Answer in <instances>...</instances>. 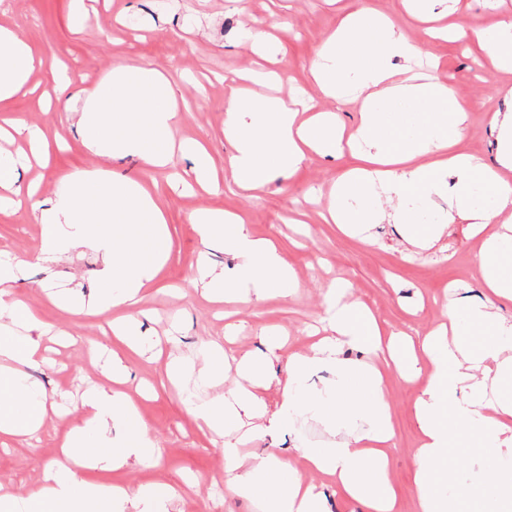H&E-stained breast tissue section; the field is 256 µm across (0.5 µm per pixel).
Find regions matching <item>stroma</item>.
<instances>
[{"label": "stroma", "instance_id": "35a3bbf8", "mask_svg": "<svg viewBox=\"0 0 512 512\" xmlns=\"http://www.w3.org/2000/svg\"><path fill=\"white\" fill-rule=\"evenodd\" d=\"M358 9L389 16L424 46L427 55L419 62L418 71L428 73L440 67L442 77L457 94L475 103L459 148L494 165L495 141L485 115L501 108L497 88L512 84V71L498 69L471 40L429 38L423 26L405 13L400 0H107L102 9L89 5L80 26L73 22L71 0H0V26L18 31L47 64L63 65L88 91L119 63L160 70L169 79L181 111L172 138L178 143L204 144L220 169L232 150L224 136L226 102L221 78L266 65L249 45L240 42L238 33L244 26L277 31V94L286 96L303 88L317 109L335 111L345 133L357 129L360 101L337 103L325 98L310 77V67L340 19ZM504 13L512 14V0H461L460 10L447 21L490 26ZM5 110L47 137L59 133L67 140L62 150L52 154L48 168H31L22 173V181L41 179L43 194L48 197L73 170L107 168L151 188L172 236L169 260L143 303L148 314L141 317L139 330L154 344V355L147 358L125 351L109 334L111 312L68 313L46 297L43 288L49 278L59 287H74L88 295L96 286L99 269L93 251L72 254L52 270H45L33 260L42 239L41 226L30 207L0 211V249L32 260L19 284L20 292L42 321L75 339L74 345L54 346L47 353V363L27 370L32 381L45 387L49 402L68 407L70 413L63 418L49 417L43 430L32 438L0 447V484L15 495L30 491L42 469L55 458L61 439L81 422L77 405L82 391L103 379L89 350L105 345L122 353L129 372L126 388L135 393L140 413L161 449L158 464L126 468L121 482L132 489L145 483L181 487L183 497L175 512H258L249 500L225 496L223 440L201 430L186 412L177 390L165 380L169 358L189 357L196 366H203L202 343L225 339L224 323L215 317L216 305L193 288L191 280L200 258L221 268L229 265L230 257L221 244L201 241L192 222L197 212L244 214L248 231L275 242L292 265L300 284L297 296L232 307L237 333L229 342L238 352L261 348L273 327L287 337L273 364L281 377L286 374L289 356L305 350L308 331L326 327L329 283L344 286L351 299L368 304L390 332L427 333L437 324L450 295L477 304L487 299L478 271L481 240L470 235L468 224L447 225L432 245L410 247L404 241L406 229L399 224L385 221L372 225L363 238L324 223L321 200L327 199L343 173L358 164L350 151L333 158L309 155L294 173L279 176L254 195L231 184L223 185L217 194H182L171 188L168 174L190 168L186 154L174 152L165 171L130 157L108 160L83 148L70 102L55 101L42 107L36 97H19ZM386 386L396 432L389 449L391 473L402 508L410 512L412 450L418 438L414 403L419 387L405 384L393 371ZM321 440L318 428L300 424L261 441L244 442L240 451L248 454L264 449L293 458L298 447L315 446Z\"/></svg>", "mask_w": 512, "mask_h": 512}]
</instances>
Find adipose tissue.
I'll return each instance as SVG.
<instances>
[{"mask_svg": "<svg viewBox=\"0 0 512 512\" xmlns=\"http://www.w3.org/2000/svg\"><path fill=\"white\" fill-rule=\"evenodd\" d=\"M457 35L476 41L498 68H512L511 17L491 26L475 23ZM421 53L391 19L364 12L348 14L322 43L310 68L321 93L339 102L355 93L363 97L360 127L346 144L335 113L303 120L294 103L228 82L224 134L232 151L224 169L241 191L251 193L298 169L307 153L333 156L349 146L361 163L337 179L328 221L362 233L389 218L407 225L406 240L417 245L441 227L415 219L410 195L430 206L436 196L448 195L446 222L461 218L482 238L483 288L512 302V86H499L504 107L486 117L496 163H480L458 148L469 110L454 90L435 78H397L390 66ZM44 69V58L26 40L0 27V103L27 93L31 75ZM50 72L57 95L73 89L65 71ZM178 117L161 72L118 65L85 93L78 129L95 156L133 157L163 168L173 153L170 133ZM36 192L21 185L15 161L0 154V208L29 203L37 210L43 226L39 261L49 268L83 248L101 260L87 299L73 300L71 290L62 289L51 293L53 303L74 314L124 308L112 331L129 350L143 352L150 342L138 330L140 306L169 254L165 214L150 190L100 167L71 173L52 198L36 200ZM193 222L204 241L223 242L232 259L222 270L199 261L196 280L209 301L256 304L298 290L282 253L250 234L243 215L201 211ZM27 266L23 258L0 260L1 443L36 434L48 411L44 391L26 374L40 364L47 332L17 288ZM326 299L333 333L290 355L286 379L270 368L282 346L277 338L233 361L211 345L203 368L181 357L167 365L170 382L193 376L202 385L223 382L225 366L236 365L239 380L224 394L209 400L185 396L192 416L224 440L230 494L259 501L262 512H330L324 493L304 477L310 471L334 478L362 512H398L387 454L395 432L385 380L393 369L405 383L421 386L414 405L415 512H512V398L500 391L504 381L512 382V319L452 297L427 335L387 336L372 310L346 301L344 290L328 289ZM347 349L360 351V358L344 357ZM318 366L330 379L305 389L304 380ZM102 374L104 383L82 397L81 424L67 432L38 484L21 498L1 494L0 512H168V503L179 499L172 486L145 484L130 491L114 481V473L130 463L152 462L159 454L150 426L124 388L123 359L111 356ZM270 388L278 396L272 405L263 396ZM307 421L319 424L328 440L304 449L302 468L285 457L239 450L243 440ZM463 432L476 435L478 444L461 467L451 450Z\"/></svg>", "mask_w": 512, "mask_h": 512, "instance_id": "adipose-tissue-1", "label": "adipose tissue"}]
</instances>
